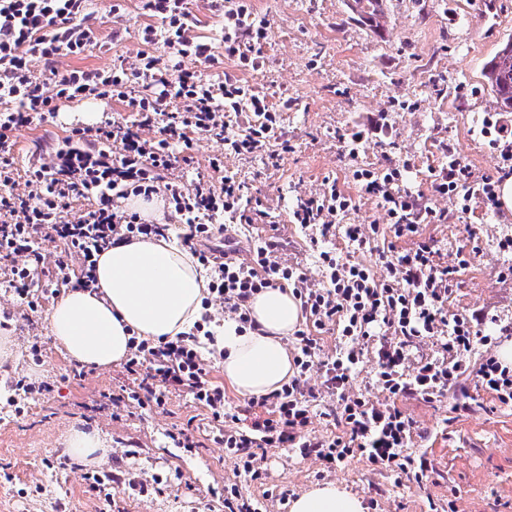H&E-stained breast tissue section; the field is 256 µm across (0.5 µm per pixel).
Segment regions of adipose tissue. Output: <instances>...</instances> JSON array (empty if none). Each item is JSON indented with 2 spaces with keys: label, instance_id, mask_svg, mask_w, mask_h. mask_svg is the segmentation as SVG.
Here are the masks:
<instances>
[{
  "label": "adipose tissue",
  "instance_id": "adipose-tissue-1",
  "mask_svg": "<svg viewBox=\"0 0 512 512\" xmlns=\"http://www.w3.org/2000/svg\"><path fill=\"white\" fill-rule=\"evenodd\" d=\"M98 289L72 290L53 307L51 335L66 356L93 368L122 362L128 341L138 335L170 339L198 319L206 285L195 259L164 239L137 237L102 253ZM250 313L257 327L238 332L224 324V379L237 393L264 396L292 376L286 340L301 309L290 289L268 288L255 295ZM290 512H364L361 498L333 483L318 485L291 503Z\"/></svg>",
  "mask_w": 512,
  "mask_h": 512
}]
</instances>
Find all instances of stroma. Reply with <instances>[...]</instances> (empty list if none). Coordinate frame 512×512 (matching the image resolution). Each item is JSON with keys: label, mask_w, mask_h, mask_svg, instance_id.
Instances as JSON below:
<instances>
[{"label": "stroma", "mask_w": 512, "mask_h": 512, "mask_svg": "<svg viewBox=\"0 0 512 512\" xmlns=\"http://www.w3.org/2000/svg\"><path fill=\"white\" fill-rule=\"evenodd\" d=\"M120 14L106 10L103 0H89L98 18V43L80 57L62 56L59 72L76 68L131 65L143 45L139 31L149 17L142 0H121ZM258 16L269 23L261 45L262 65L240 72L244 82L282 107V126L290 149L278 159L259 154L224 155L227 170L244 183L250 200L260 201L267 217L261 224L234 226L232 246L246 256L254 238L276 236L282 258L303 268L312 283L321 274L317 252L307 244L290 212L297 202L320 193L327 179L356 201L345 218L349 224L388 225L389 217L376 199L363 196L353 178L354 163L382 169L408 162L406 185L424 203L450 211L448 222L423 225L422 239L435 251L434 260L454 268L447 314H480L483 334L492 338L489 353L499 354L512 342V275L506 268L512 255L500 252L501 239L512 238V213L485 211L472 201L467 212H453L452 200L432 196L430 184L448 162L449 147L467 141L462 156L473 179L497 175L499 153L484 126L500 115L512 125V112L498 113L483 76V66L512 37V0H498L496 21L487 24L483 0H381L375 22L355 18L353 0H251ZM124 39L113 43V29ZM104 102L88 99L61 106L53 122L21 128L13 147L15 189L24 191L34 155L48 156L64 147L72 128L83 126V115L104 121ZM363 132L358 159H351L344 136ZM222 141L195 135L186 162L173 171L174 180H201L220 185L208 160L223 153ZM349 260L383 270L378 250L402 254L413 240L385 232L362 251L343 236L328 242ZM465 268H458L459 260ZM44 291L37 311L14 303L0 286V336L10 337L14 355L0 366V512H57L59 499L72 512H102L103 503L87 491L84 473L110 468L122 460L128 477L148 487L112 488V512H224L218 493L234 480L232 460L213 440V425L204 411L186 397L170 394L164 407L110 410L106 396L127 387L121 365L87 368L74 379L73 364L54 344L49 326L58 300L51 276L41 275ZM43 342L33 358V337ZM33 376L50 383L47 397L24 400L13 408L10 378ZM399 408L419 434L414 449L427 453L434 472L424 485L356 462L328 469L299 454L268 451L260 466L262 480L242 483L245 495L260 501L264 512H290V502L324 482H336L359 496L364 512H512V407L468 377L447 400L428 403L419 398L399 400ZM190 429L197 448L177 447L173 433ZM95 432L105 454L100 462L77 469L49 468L53 454L70 455L71 430Z\"/></svg>", "instance_id": "obj_1"}]
</instances>
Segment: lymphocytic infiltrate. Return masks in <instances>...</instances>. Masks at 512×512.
<instances>
[{
  "label": "lymphocytic infiltrate",
  "instance_id": "lymphocytic-infiltrate-1",
  "mask_svg": "<svg viewBox=\"0 0 512 512\" xmlns=\"http://www.w3.org/2000/svg\"><path fill=\"white\" fill-rule=\"evenodd\" d=\"M210 7L224 18V54L236 57L240 69H257L267 20L253 13L247 0H234L230 6L211 0ZM144 8L152 21L141 29L144 48L130 68L70 70L56 75L54 93L48 96L43 80L30 68L31 60L53 72L57 57L86 54L97 42L96 17L87 0H0V214L11 218L0 226V258L9 262L10 290L29 310H37L34 282L44 264L41 247L56 240L64 244V254L54 264L65 273L62 287L93 288L102 252L140 235L167 231L166 225L144 223L139 214L119 209L118 200L161 197L168 218L185 228L181 242L202 266L207 294L201 318L190 332L172 340L131 337L123 369L133 387L127 394L110 395L111 405L128 401L161 407L167 393L185 395L216 423L214 441L233 459L237 476L252 481L261 476L259 452L295 448L301 457L331 469L362 460L373 469L423 484L433 472L432 463L426 455L408 454L416 429L396 399L441 400L471 371L481 387L508 405L512 367L492 354L483 355L478 366L468 364V356L491 339L480 330V316L444 313L453 270L434 263L427 242L418 241L414 251L403 255L379 253L385 270L380 280L364 264L320 251L322 281L317 286L298 267L282 263L276 239H257L242 259L234 250H221L216 240L228 225L258 223L265 211L249 206L232 175L225 174L217 189L175 184L165 176L178 161V149H191L197 134L223 140V154L209 161L217 172H223L224 157L232 153L279 157L288 150L281 113L237 76L220 71L211 41L197 34L198 20L184 0H145ZM159 42L168 48L169 59L151 52V45ZM188 58L209 64L215 75L200 79L184 67ZM90 97L126 105L133 113L130 123L108 119L92 130L72 128L77 147L57 150L52 162H33L27 193H15L13 160L7 154L13 134L53 116L59 104ZM232 115L244 117L242 132L230 131L226 119ZM147 129L152 132L148 138L143 135ZM408 169V164L395 163L382 171L360 167L354 172L362 191L381 200L398 238H417L420 225L448 219L447 212L423 206L408 191ZM497 187L492 177L471 179L468 167L452 154L433 179L431 192L455 199L463 209L477 198L494 210L499 206ZM87 195L96 197V209L77 223L65 221L69 201ZM354 208L352 197L329 180L321 194L300 201L292 218L315 245L335 236L337 216ZM274 287L291 288L305 318L304 327L294 334L297 374L280 390L230 409L223 386L209 380L206 372L208 357L224 355L213 342L215 331L228 319L253 327L250 300ZM329 325L337 327L343 346L322 359L317 334ZM426 337L439 340L441 356L414 355L416 344ZM368 354L375 361L374 383L388 397L381 405L350 391ZM315 365L321 370L316 388L307 378ZM324 393L335 399L322 413L332 430L316 434L310 428L312 405ZM250 406L264 408V415L240 424Z\"/></svg>",
  "mask_w": 512,
  "mask_h": 512
}]
</instances>
